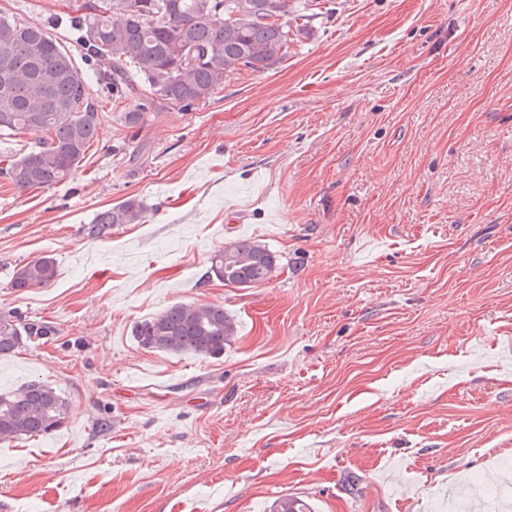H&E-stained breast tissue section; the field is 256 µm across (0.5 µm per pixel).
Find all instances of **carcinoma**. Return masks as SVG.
I'll list each match as a JSON object with an SVG mask.
<instances>
[{
    "label": "carcinoma",
    "mask_w": 512,
    "mask_h": 512,
    "mask_svg": "<svg viewBox=\"0 0 512 512\" xmlns=\"http://www.w3.org/2000/svg\"><path fill=\"white\" fill-rule=\"evenodd\" d=\"M293 0H89L77 16V43L90 68L109 59L99 89L76 67L45 29L0 15V131L41 129L43 144L1 170L19 191L57 185L82 162L97 139V103L132 106L119 113L127 126L141 123L149 105L185 109L211 98L224 77L243 69L264 71L288 58L290 44L306 34L288 25ZM143 204L135 198L100 210L86 228L93 239L118 224H135ZM279 256L266 244L238 238L216 254L209 274L238 288L271 280ZM57 276L43 256L18 267L11 287L43 288ZM48 335L46 326L0 315V356L24 341ZM237 335L236 321L221 305L173 304L134 324L132 336L150 351L218 358ZM68 399L51 385L31 380L0 391V441L48 435L65 422ZM265 512H314L297 497H281Z\"/></svg>",
    "instance_id": "carcinoma-1"
}]
</instances>
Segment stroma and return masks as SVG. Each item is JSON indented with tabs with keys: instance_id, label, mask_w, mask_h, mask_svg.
Masks as SVG:
<instances>
[{
	"instance_id": "stroma-1",
	"label": "stroma",
	"mask_w": 512,
	"mask_h": 512,
	"mask_svg": "<svg viewBox=\"0 0 512 512\" xmlns=\"http://www.w3.org/2000/svg\"><path fill=\"white\" fill-rule=\"evenodd\" d=\"M79 0H0L76 56ZM307 34L185 112L97 140L64 182L0 176V314L50 336L0 357L64 427L0 444V512H471L512 475V0H298ZM134 197L138 224L87 237ZM239 237L267 284L208 277ZM58 274L16 291L41 256ZM219 304L218 358L133 325ZM57 276L55 260L43 256L18 267L11 281V288L22 291L30 288H43L51 284Z\"/></svg>"
}]
</instances>
